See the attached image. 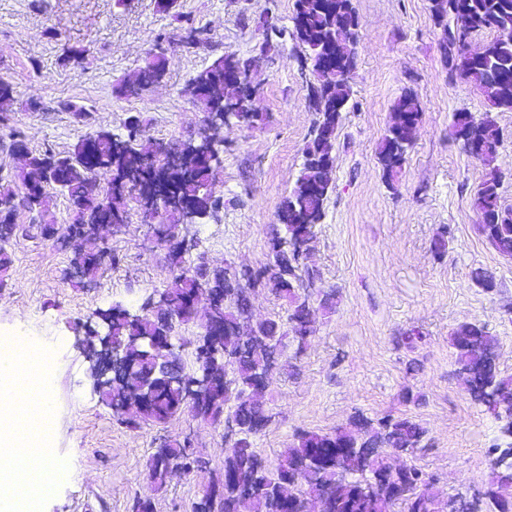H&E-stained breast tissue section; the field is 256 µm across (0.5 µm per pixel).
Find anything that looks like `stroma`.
Instances as JSON below:
<instances>
[{"label": "stroma", "instance_id": "35a3bbf8", "mask_svg": "<svg viewBox=\"0 0 512 512\" xmlns=\"http://www.w3.org/2000/svg\"><path fill=\"white\" fill-rule=\"evenodd\" d=\"M295 0H0V77L16 87L10 121L0 125V167H22L7 150L21 132L30 150L63 152L87 134H125L140 117L143 139L173 146L198 133L205 107L184 96L189 79L233 53L252 60L258 85L255 127L232 124L214 168L219 213L182 225L192 247L185 267L257 269L271 258V227L304 161L315 117L309 92L317 77L289 35L263 47L267 28L292 30ZM360 20L352 96L336 130L333 190L305 263L320 278L315 293L334 296L317 310L316 332L303 351L288 347L264 394L270 420L254 440L269 468L278 467L297 431L329 432L362 414L372 420L408 417L428 431L431 447L409 461L433 475L442 493L486 488L492 479L493 417L455 373L453 329L478 322L497 338V365L512 376V261L477 230L473 206L484 167L453 134L452 116L487 110L471 84L450 78L443 28L430 0H353ZM194 18L207 45L166 46V75L142 94L118 96L120 78L143 66L159 34H175V13ZM406 91L422 114L414 144L394 183L378 160L393 105ZM38 100L40 109L29 106ZM82 107L84 119L58 110ZM126 223L105 227L98 246L122 255L95 281L73 276L74 246L17 239L11 246L13 286L0 292V339L17 337L52 362L51 429L43 441L61 470L55 492L34 512H130L148 497L155 512H194L205 485L224 478V428L183 413L162 425L130 429L102 403L84 351L89 330L106 332L102 314L120 307L140 313L174 273L168 244L153 240L138 198ZM445 234L446 251L433 253ZM491 273L487 290L473 278ZM417 334L414 347L403 338ZM191 440L209 464L174 472L162 490L149 478L156 448Z\"/></svg>", "mask_w": 512, "mask_h": 512}]
</instances>
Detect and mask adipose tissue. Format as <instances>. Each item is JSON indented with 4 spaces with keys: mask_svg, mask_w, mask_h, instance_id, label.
<instances>
[{
    "mask_svg": "<svg viewBox=\"0 0 512 512\" xmlns=\"http://www.w3.org/2000/svg\"><path fill=\"white\" fill-rule=\"evenodd\" d=\"M41 365V354L23 367L13 351H0V512H19L21 498L41 500L55 491L58 470L35 437L53 412L47 382L30 380Z\"/></svg>",
    "mask_w": 512,
    "mask_h": 512,
    "instance_id": "ef3b65f1",
    "label": "adipose tissue"
}]
</instances>
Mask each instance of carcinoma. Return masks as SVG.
<instances>
[{
    "instance_id": "cac0c4a2",
    "label": "carcinoma",
    "mask_w": 512,
    "mask_h": 512,
    "mask_svg": "<svg viewBox=\"0 0 512 512\" xmlns=\"http://www.w3.org/2000/svg\"><path fill=\"white\" fill-rule=\"evenodd\" d=\"M431 4L438 24L444 27L442 48L451 75L479 90L489 107L480 118L470 112L454 113L453 129L458 139L479 138L483 143L480 153L474 155L489 169L474 196V207L481 219L478 230L501 257L512 259V209L500 203L501 180L494 166L500 136L497 121L492 116L494 110L512 112V84H502L493 76L499 68H512V38L505 37L507 33L512 35V0H431ZM295 11L307 17V25L293 32V37L306 48L307 59L315 58L324 45L336 41L341 56L354 57L359 17L352 0H295ZM183 19L185 26L180 28L182 36L179 38L182 47L189 50L203 45L205 30L195 26L189 16ZM486 31L495 33V37L483 45V56L475 58L465 47L476 35ZM228 58L243 71L249 70L247 62L233 53H225L199 71L196 78L220 87L221 98L235 99L238 90L224 87V63ZM166 65L167 57L160 47L149 55L144 67L116 83L115 93L130 96L150 88L164 78ZM350 70V66L341 67L331 79L317 72L321 82L312 87L311 99L319 100V104L314 106L316 117L305 147L304 166L280 210L282 214L297 212L300 221L272 228V260L256 271H238L231 266L213 270L203 266L193 271L181 269L163 291L168 306L140 318H131L120 309L112 311V344L130 349L137 357L139 371L150 374L157 365L155 356L132 344L144 336L195 320L197 311L182 306L184 295L204 289L221 298L224 304L218 308V314L228 327L238 323L240 314L248 307L249 291L254 288H266L288 305L287 315L253 324L252 335L247 340L235 334L224 336V353L228 360L220 390L197 401L187 397L178 386H162L148 403L137 408L134 421L121 420L126 427L136 429L148 423L165 424L186 410L213 425L220 424L226 413L233 416L239 439L225 450L224 475L234 477V482H224L220 498L200 503L197 512H235L241 489L246 486L253 487L250 512H289L287 502L292 497L302 501L304 508L322 502L326 505L324 512H441L442 495L436 491L431 476L413 465L403 473L392 474L389 459L394 453L408 454L427 446V430L408 418H385L374 423L356 415L349 429L339 427L329 433L300 432L274 471L269 470L253 446L254 438L260 433L255 422L266 415L261 401L265 385L261 384V379L268 371L272 355L276 351L285 353L290 342L296 345L297 351H302L316 331L311 293L302 295L299 290L314 287L318 273L304 267L302 260L310 250L316 225L324 216V204L333 191L330 171L317 165V159L333 156L341 112L350 96ZM14 102L13 85L0 78L1 123L10 120ZM393 112L394 119L406 118L412 126L403 133L398 123H393L381 143L379 162L389 179L402 169L407 147L413 143L422 112L421 102L415 93L406 91L396 100ZM140 133L141 120L132 116L125 137L115 138L103 130L97 135L102 164L99 176L125 177L128 188L143 195L152 192L142 180V174L155 151L141 147ZM83 146L81 139L63 154L52 150L26 152L23 169L0 173V203L37 210L42 197L35 192L26 196L24 189L34 182L43 185L50 181V160L57 158L69 164L71 173L66 183L59 186L76 209L74 222L67 231L72 237L85 241L86 248L74 253V262L82 265L85 276L93 280L102 262L95 260L101 251L97 248L98 237L90 233L88 225L104 206L112 211L118 224L125 223L127 210L124 192L109 187L99 194L90 187L77 164ZM212 174L213 170L206 164L188 156L184 159L183 170L170 176L171 191L194 197L197 207L203 211L213 209L219 198L202 190L212 182ZM310 181L319 183L321 192L305 194L303 186ZM165 214L169 224L163 227L159 240L173 244L177 241L183 215L175 209H168ZM51 226L53 221L43 218L25 228L15 223L12 211L0 212L1 286H12L9 274L12 259L7 250L12 240L22 237L26 231L31 232V237L40 238L43 230ZM451 345L455 349L458 373L466 385L495 396L496 404L484 400L481 404L494 419L508 423L512 418V376L501 375L495 363H485L487 353L496 348V337L480 324L465 322L453 329ZM491 452L492 472L501 480L511 478L512 458L496 454L494 448ZM171 458L183 462L189 469L206 467L201 452L190 443L166 441L162 451L151 458L150 479L154 489L160 490L166 485L165 466ZM371 480L377 484L378 491L374 498L363 499L361 490Z\"/></svg>"
}]
</instances>
